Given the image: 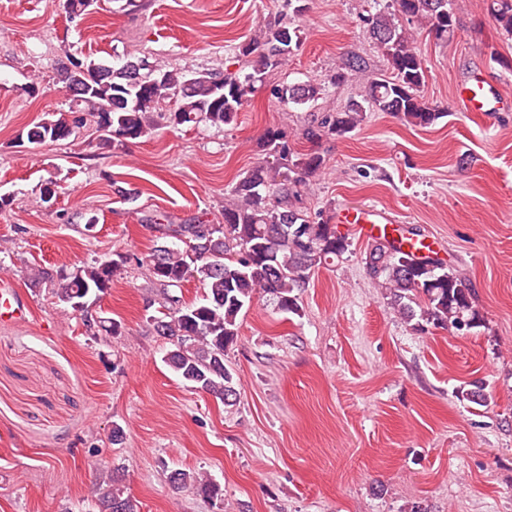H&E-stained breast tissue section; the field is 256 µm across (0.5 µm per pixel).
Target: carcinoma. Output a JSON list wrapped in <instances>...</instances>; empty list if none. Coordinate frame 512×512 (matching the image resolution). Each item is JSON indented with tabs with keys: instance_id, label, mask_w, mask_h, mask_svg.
Wrapping results in <instances>:
<instances>
[{
	"instance_id": "carcinoma-1",
	"label": "carcinoma",
	"mask_w": 512,
	"mask_h": 512,
	"mask_svg": "<svg viewBox=\"0 0 512 512\" xmlns=\"http://www.w3.org/2000/svg\"><path fill=\"white\" fill-rule=\"evenodd\" d=\"M394 9L369 11L361 22L386 58L388 73L368 77L362 99H351L339 111H328L303 130L312 143L324 137H343L364 122L366 112H386L413 127L427 128L445 117L423 95L425 68L413 46L414 30L436 41L454 37L457 18L452 0H390ZM98 0H65L72 20L94 10ZM285 10L277 21L238 46L249 59L251 71H192L151 65L130 56L108 66L82 60L64 50L58 70L70 100L69 111L34 124L26 141L35 149L46 142L68 139L92 126L100 145L126 144L150 135L160 126L177 128L205 123L222 128L237 120L238 112L255 92V84L271 68L283 67L300 44L296 18L309 9V0H283ZM488 10L497 26L512 34V0H490ZM363 61L352 57L329 77L336 85L361 73ZM325 85L307 81L273 88L271 95L284 103L312 106ZM264 146L277 167L288 172L278 182L269 162H259L239 175L224 194V223L190 224L156 222L149 225L159 242L147 256L149 276L163 288L161 316L150 317L156 333L169 341L164 362L182 382L210 395L226 406L237 401L227 351L237 342L240 316L265 300L279 311L299 313L298 296L315 269L332 264L351 247L348 235L336 230L331 219L314 216L305 206L306 180L320 173L325 159L318 151L294 150L288 132L267 131ZM128 257L98 261L66 273L48 268L32 273L34 287H46L64 308L81 311L87 326L110 329L89 306L112 288V281ZM364 264L369 277L413 330H471L483 323L475 306V291L459 271L405 250L388 240L367 245ZM198 282L203 294L186 302L170 292L187 281ZM168 481L175 490L191 487L206 497L219 488L203 473L173 470ZM139 512L138 501L128 492L122 476L102 472L79 512Z\"/></svg>"
}]
</instances>
